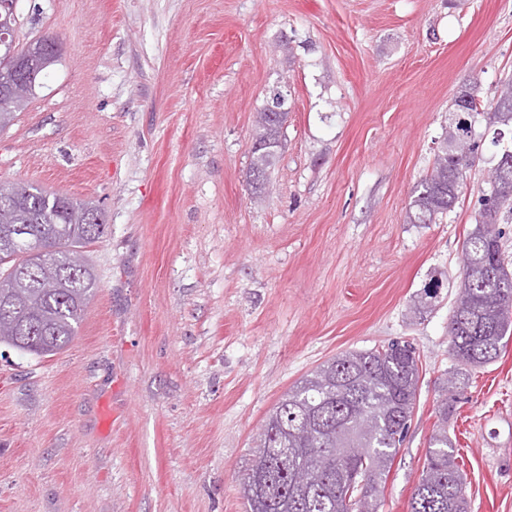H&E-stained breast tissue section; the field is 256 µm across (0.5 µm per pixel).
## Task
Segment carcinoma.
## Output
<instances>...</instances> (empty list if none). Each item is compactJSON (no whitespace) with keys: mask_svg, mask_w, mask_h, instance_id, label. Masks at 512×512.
I'll return each mask as SVG.
<instances>
[{"mask_svg":"<svg viewBox=\"0 0 512 512\" xmlns=\"http://www.w3.org/2000/svg\"><path fill=\"white\" fill-rule=\"evenodd\" d=\"M17 15L0 9V57H21L15 42ZM28 100L0 89V130ZM271 103L259 113V132L247 172L253 194L260 192L278 148L282 123ZM454 119L437 146L430 172L416 187L408 223L430 224L454 208L468 166L454 157L457 138L469 134L481 114L475 89L461 85L453 100ZM492 124L512 127V78L501 81ZM496 187L478 200L475 227L463 244L460 295L449 317V356L459 375L499 357L512 337V278L505 269L503 210H512V163ZM26 228L28 242L18 239ZM101 210L90 202L21 185L15 195L0 193V344L25 355L53 356L74 339L85 308L98 288L90 264L75 271L72 254L82 253L105 233ZM419 366L407 341L342 353L317 367L285 392L259 434V454L242 484L246 512H348L346 499L362 495L369 512L382 502L387 473L413 416ZM453 395L437 407V424L410 512H469L461 469L448 447V415Z\"/></svg>","mask_w":512,"mask_h":512,"instance_id":"carcinoma-1","label":"carcinoma"}]
</instances>
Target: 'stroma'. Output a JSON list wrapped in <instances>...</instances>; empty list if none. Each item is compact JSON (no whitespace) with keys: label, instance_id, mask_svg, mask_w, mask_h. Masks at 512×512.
Returning <instances> with one entry per match:
<instances>
[{"label":"stroma","instance_id":"35a3bbf8","mask_svg":"<svg viewBox=\"0 0 512 512\" xmlns=\"http://www.w3.org/2000/svg\"><path fill=\"white\" fill-rule=\"evenodd\" d=\"M61 58L0 131V182L99 205L73 342L0 353V512H245L280 396L344 351L413 343L420 383L378 512H410L453 362L463 243L512 130L410 224L457 89L512 75V0H18ZM288 99L260 196L256 116ZM441 286L426 313L413 303ZM470 512H512V341L455 391Z\"/></svg>","mask_w":512,"mask_h":512}]
</instances>
